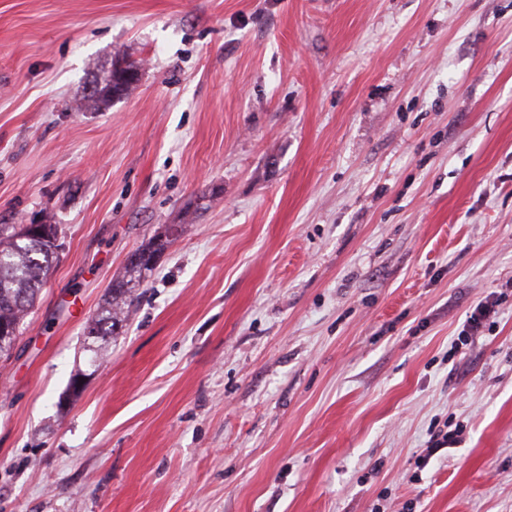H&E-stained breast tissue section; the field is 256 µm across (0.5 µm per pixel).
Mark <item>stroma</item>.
Wrapping results in <instances>:
<instances>
[{
	"mask_svg": "<svg viewBox=\"0 0 512 512\" xmlns=\"http://www.w3.org/2000/svg\"><path fill=\"white\" fill-rule=\"evenodd\" d=\"M28 222L60 250L0 358V512H512V0H0ZM117 62H122L124 66L119 68ZM139 71L140 63L129 61L125 56L117 57L103 82L80 100L79 109L99 108L111 98L125 94L138 80ZM179 225H171L163 235L154 239L148 246L136 250L127 258L125 274L122 278L112 281L109 294L100 310L89 320L85 327L87 350L93 353L92 362L102 359L103 350L108 339L116 336L128 320L131 307L135 300V281L144 270H150L152 261L161 254L173 240L171 237L178 232ZM151 264V265H150ZM502 294L499 299H497L493 303H488L487 301L484 303H479L475 311L470 315L466 324V335L465 341L466 343L474 336H478L479 333L482 332L483 328L486 325V321L492 316L496 314L495 307L499 306V301H502ZM465 343V344H466Z\"/></svg>",
	"mask_w": 512,
	"mask_h": 512,
	"instance_id": "1",
	"label": "stroma"
}]
</instances>
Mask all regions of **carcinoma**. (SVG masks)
<instances>
[{
  "label": "carcinoma",
  "instance_id": "obj_1",
  "mask_svg": "<svg viewBox=\"0 0 512 512\" xmlns=\"http://www.w3.org/2000/svg\"><path fill=\"white\" fill-rule=\"evenodd\" d=\"M139 71V63L124 56L117 58L103 82L80 100L79 108L95 109L126 93L138 80ZM57 232L56 224L43 225L42 232L36 236L19 224H0V325L15 327V333L0 336V357L9 356L13 350L22 334L21 327L50 275L56 260ZM176 232L178 225L174 224L151 244L132 253L127 258L123 277L112 281L102 307L85 327L92 362L102 359L108 339L128 320L135 300L136 278L151 268L153 259L171 244Z\"/></svg>",
  "mask_w": 512,
  "mask_h": 512
}]
</instances>
